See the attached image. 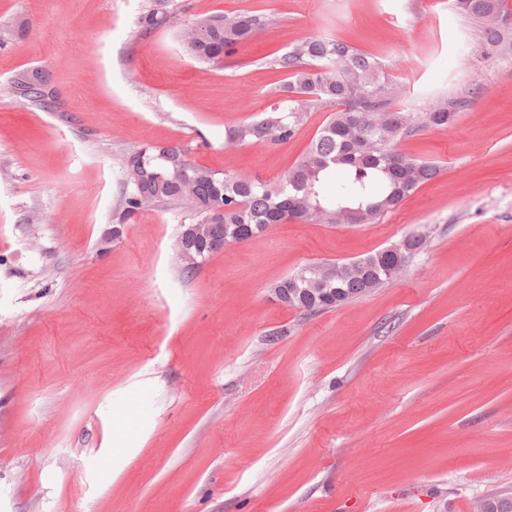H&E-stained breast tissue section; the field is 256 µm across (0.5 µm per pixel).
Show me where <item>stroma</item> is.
<instances>
[{"instance_id": "stroma-1", "label": "stroma", "mask_w": 512, "mask_h": 512, "mask_svg": "<svg viewBox=\"0 0 512 512\" xmlns=\"http://www.w3.org/2000/svg\"><path fill=\"white\" fill-rule=\"evenodd\" d=\"M0 0V512H471L512 495V25L487 46L449 0ZM270 23L216 68L200 15ZM412 59L402 101L457 121L399 142L436 178L373 224L292 221L194 270L184 213L116 217L122 160L190 146L272 181L305 152L235 146L311 35ZM47 72L50 107L12 95ZM121 226L113 238V226ZM422 231L391 283L307 313L273 286ZM154 4L142 16L141 22L145 31L166 26L176 14V0H152Z\"/></svg>"}]
</instances>
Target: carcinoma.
I'll use <instances>...</instances> for the list:
<instances>
[{
  "label": "carcinoma",
  "instance_id": "cac0c4a2",
  "mask_svg": "<svg viewBox=\"0 0 512 512\" xmlns=\"http://www.w3.org/2000/svg\"><path fill=\"white\" fill-rule=\"evenodd\" d=\"M451 6L477 21L508 12L507 0H452ZM176 10L175 0H153L141 18L144 30L165 26ZM267 24L268 17L257 13L202 16L191 22L182 42L194 58L221 66L224 56ZM269 65L285 75L277 98L263 115L229 127L227 143L286 144L310 113H328L305 154L271 183L198 165L184 147H136L123 162L118 223L149 208L174 205L187 211L189 224L181 230L217 224L226 243L250 240L289 220L373 224L439 173L437 164L413 158L396 144L423 129L451 125L460 103L445 99L423 111L400 106V86L383 72V64L336 36L299 39ZM11 92L52 104L42 72L17 74ZM410 257L393 245L351 262L305 267L274 287L298 289L293 307L317 313L392 282ZM485 502L489 512H512L511 496L492 495Z\"/></svg>",
  "mask_w": 512,
  "mask_h": 512
}]
</instances>
